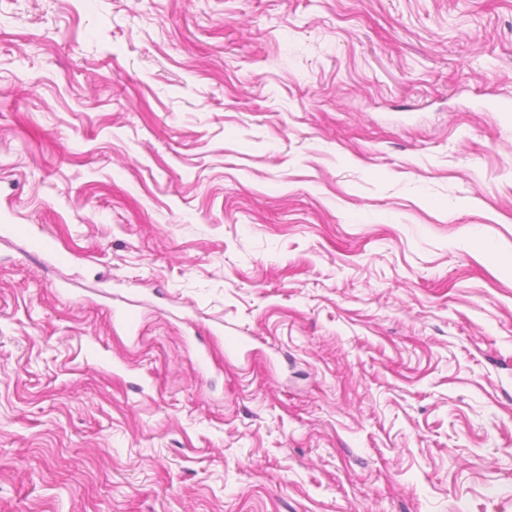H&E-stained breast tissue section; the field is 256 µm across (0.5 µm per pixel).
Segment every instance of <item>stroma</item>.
Returning <instances> with one entry per match:
<instances>
[{"label": "stroma", "instance_id": "stroma-1", "mask_svg": "<svg viewBox=\"0 0 512 512\" xmlns=\"http://www.w3.org/2000/svg\"><path fill=\"white\" fill-rule=\"evenodd\" d=\"M496 103L512 0H0V512H512Z\"/></svg>", "mask_w": 512, "mask_h": 512}]
</instances>
